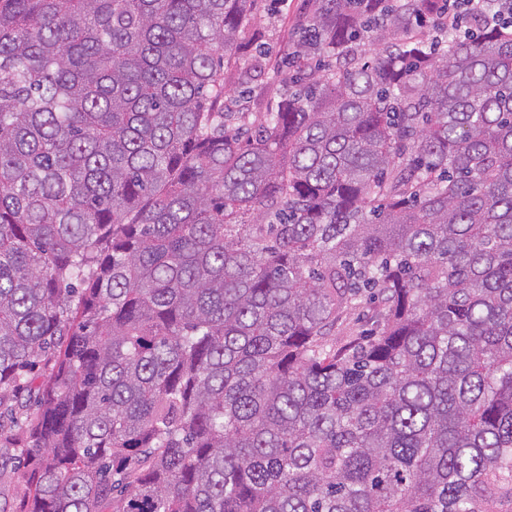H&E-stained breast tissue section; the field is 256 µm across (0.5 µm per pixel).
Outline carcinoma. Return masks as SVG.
<instances>
[{"label":"carcinoma","mask_w":512,"mask_h":512,"mask_svg":"<svg viewBox=\"0 0 512 512\" xmlns=\"http://www.w3.org/2000/svg\"><path fill=\"white\" fill-rule=\"evenodd\" d=\"M253 2L0 0V512H512V0ZM276 6L272 8L270 0L257 1L250 28L254 38L242 45L239 54L241 65H257L246 84L255 94L266 83L288 79V69H273V66L285 56L284 50L296 42L299 25L310 14L308 0H284ZM260 50L264 55L260 56Z\"/></svg>","instance_id":"cac0c4a2"}]
</instances>
